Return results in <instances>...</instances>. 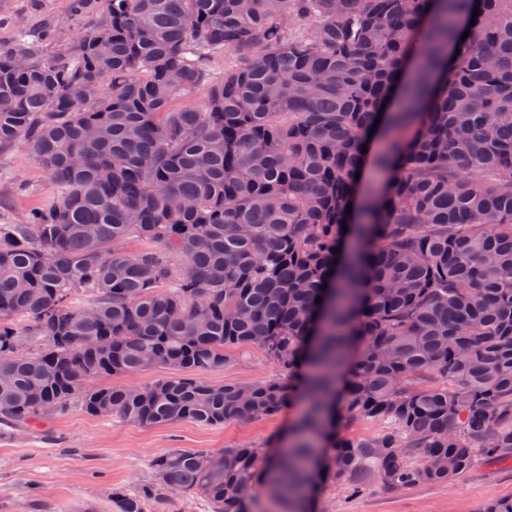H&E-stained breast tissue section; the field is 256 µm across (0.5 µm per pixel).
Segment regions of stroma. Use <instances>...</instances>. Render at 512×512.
<instances>
[{"instance_id":"35a3bbf8","label":"stroma","mask_w":512,"mask_h":512,"mask_svg":"<svg viewBox=\"0 0 512 512\" xmlns=\"http://www.w3.org/2000/svg\"><path fill=\"white\" fill-rule=\"evenodd\" d=\"M7 21L0 44L18 34L59 23L58 46L87 28L71 21L70 0H0ZM27 195L13 191L15 182ZM53 186L26 144L0 153V223H22L27 210L51 202ZM278 368L259 349L230 352L223 367L204 372L213 385H249L278 377ZM298 404L259 421L206 426L193 422L148 427L97 417L81 406L34 430L0 426V512H111L113 489L134 488L151 478V460L171 450L211 454L246 444L282 448L299 414ZM512 499V465L480 464L444 483H420L402 491L374 485L359 495L318 488L316 512H480L493 500Z\"/></svg>"}]
</instances>
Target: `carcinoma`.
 <instances>
[{
    "label": "carcinoma",
    "instance_id": "cac0c4a2",
    "mask_svg": "<svg viewBox=\"0 0 512 512\" xmlns=\"http://www.w3.org/2000/svg\"><path fill=\"white\" fill-rule=\"evenodd\" d=\"M70 11L90 25L66 48L47 53L50 22L0 49V152L29 144L56 189L0 224V421L78 402L220 425L306 403L288 454L165 452L112 512L173 492L246 512L260 479L308 512L315 478L354 495L512 462V0ZM200 86L202 105L174 106ZM372 142L383 180L362 190ZM134 238L154 246L129 251ZM240 347L290 384L199 376ZM148 360L170 375L85 387ZM338 409L384 427L341 435Z\"/></svg>",
    "mask_w": 512,
    "mask_h": 512
}]
</instances>
